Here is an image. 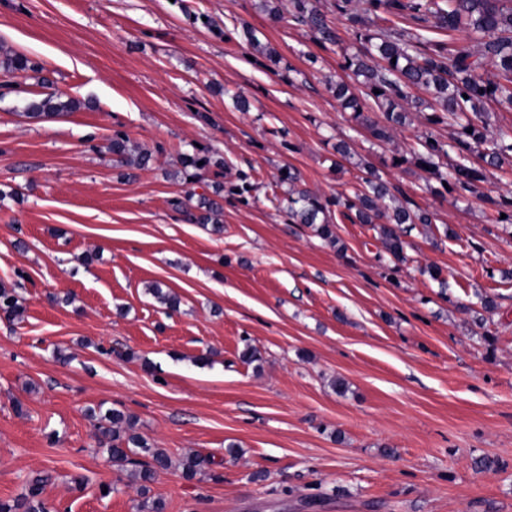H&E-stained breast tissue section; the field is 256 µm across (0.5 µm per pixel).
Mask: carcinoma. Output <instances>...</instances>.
I'll list each match as a JSON object with an SVG mask.
<instances>
[{"mask_svg": "<svg viewBox=\"0 0 512 512\" xmlns=\"http://www.w3.org/2000/svg\"><path fill=\"white\" fill-rule=\"evenodd\" d=\"M262 11L271 21L296 28H306L323 49L339 44L336 29L319 0H288L283 10L282 0H260ZM336 15L352 26L360 42L352 54L343 53L342 69L359 78L352 87L344 81L329 83V88L343 109L353 112V118L379 146L391 137L390 130L403 126L408 110L431 111L428 122L444 124L453 129L444 141L431 133L417 137L408 154L398 158L396 166L414 165L435 178L440 186L430 188L436 196L454 193L457 198L477 193L478 185L488 179L492 169L512 163V143L503 144L490 137L483 108L487 103L512 108V0H332ZM385 14L395 18L432 21V24L407 29L396 24L380 25L372 20ZM433 29L466 32L478 36L477 49L454 48L451 43L430 36ZM241 34L247 45L278 64L281 56L270 50L246 24ZM41 70V66L24 54L8 50L0 52V71L18 73ZM44 92H33L24 100L23 115L28 118L58 116L81 108V102L48 91L53 82L44 78ZM379 93H374V90ZM383 114L385 124L371 119L370 111ZM108 151L114 161L130 168L146 169L154 161L152 151L135 143L127 132L115 130L109 138ZM185 178L196 179L212 167L231 171L222 158L200 149L181 156ZM203 165H198V162ZM299 172L291 167L279 175V183L287 186L283 196L273 195L270 202L285 211L291 224H302L317 237L336 245V225L333 208L353 224H370L377 232L384 257L391 262L405 260L403 240L406 226L421 224L432 227L435 215L410 200L400 201L398 186L382 179L372 166L363 167V175L352 193L341 192L323 200L306 188L299 187ZM251 176L241 170L235 177L213 186L214 197L186 192L171 200L173 209L191 224H220L224 206L221 200L228 194L247 204L252 197ZM166 309H179L181 299L165 291L158 283L148 287ZM23 309L18 304L15 289L0 284V317L18 320ZM104 424L98 429V444L114 463L138 467L140 494L145 496L159 473L169 468V458L135 432L137 418L119 409L102 407L90 410ZM214 460L209 455L193 453L182 464V477L192 480L206 472ZM48 477L38 475L27 481L25 492L14 500H0V512H52L43 499V487Z\"/></svg>", "mask_w": 512, "mask_h": 512, "instance_id": "carcinoma-1", "label": "carcinoma"}]
</instances>
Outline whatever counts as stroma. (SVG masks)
Listing matches in <instances>:
<instances>
[{"label":"stroma","mask_w":512,"mask_h":512,"mask_svg":"<svg viewBox=\"0 0 512 512\" xmlns=\"http://www.w3.org/2000/svg\"><path fill=\"white\" fill-rule=\"evenodd\" d=\"M240 22L282 67L224 37ZM335 27L324 50L259 0H0V46L44 67L0 74V190L19 193L0 202V283L24 308L0 318V500L44 475L57 512H138V483L97 444L87 410L102 404L170 457L150 491L166 512H512V224L489 219L491 201H512V166L466 201L393 166L417 135L450 131L414 112L372 147L327 88L356 45ZM45 76L81 108L22 117ZM116 129L164 151L124 177L107 150ZM194 145L256 185L249 204L225 199L220 233L170 205L212 192L213 174L175 177ZM368 162L436 216L395 266L371 225L337 218L330 246L270 202L282 167L333 197ZM156 281L178 312L147 292ZM480 294L496 302L481 326ZM248 345L260 361L241 360ZM195 452L214 465L189 481ZM484 457L499 468L478 469Z\"/></svg>","instance_id":"1"}]
</instances>
